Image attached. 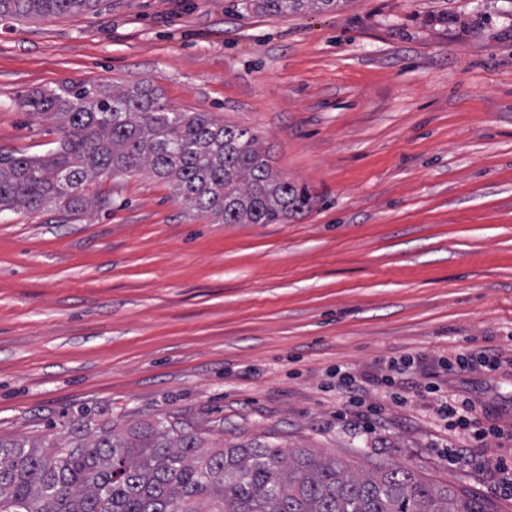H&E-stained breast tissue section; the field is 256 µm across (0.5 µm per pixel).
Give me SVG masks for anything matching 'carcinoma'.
Returning <instances> with one entry per match:
<instances>
[{"label":"carcinoma","instance_id":"1","mask_svg":"<svg viewBox=\"0 0 512 512\" xmlns=\"http://www.w3.org/2000/svg\"><path fill=\"white\" fill-rule=\"evenodd\" d=\"M101 0H0V21L94 11ZM338 0H251L268 16ZM61 122L57 149L0 155V212H78L104 173L149 168L184 202L220 224H282L315 198L273 173L258 136L209 112H181L145 82L125 90L63 85L22 102ZM190 427L162 420L116 430L73 421L69 440L25 445L0 438V512H492L484 501L384 460L364 473L307 449L267 444L204 448Z\"/></svg>","mask_w":512,"mask_h":512}]
</instances>
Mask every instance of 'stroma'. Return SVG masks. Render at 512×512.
Masks as SVG:
<instances>
[{"mask_svg": "<svg viewBox=\"0 0 512 512\" xmlns=\"http://www.w3.org/2000/svg\"><path fill=\"white\" fill-rule=\"evenodd\" d=\"M146 81L169 106L250 129L316 205L217 224L149 169L90 182L77 213H0V436L64 441L94 413L166 419L208 445L386 458L512 512V0H346L285 17L247 0H103L0 22V154L42 155L59 122L28 94ZM443 375L501 427L444 432L428 403L369 393L343 416L338 365Z\"/></svg>", "mask_w": 512, "mask_h": 512, "instance_id": "1", "label": "stroma"}]
</instances>
